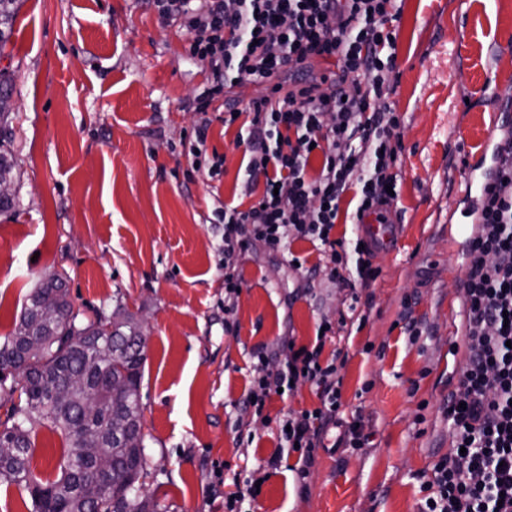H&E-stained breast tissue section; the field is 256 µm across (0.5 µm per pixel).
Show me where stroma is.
Instances as JSON below:
<instances>
[{"label":"stroma","instance_id":"stroma-1","mask_svg":"<svg viewBox=\"0 0 512 512\" xmlns=\"http://www.w3.org/2000/svg\"><path fill=\"white\" fill-rule=\"evenodd\" d=\"M396 27L390 101L403 152L391 220L400 237L372 259L378 274L357 306L366 321L338 327L349 291L328 281L312 244L295 240L298 268L258 245L242 255L228 334L214 210L252 200L240 195L235 130L216 119L208 133L224 156L221 179L194 171L182 152L206 83L188 35L148 0H22L0 58L20 174L17 213L0 215V337L54 271L83 315L120 306L141 324L142 492L160 512H224L215 486L274 451L281 413L319 407L304 383L267 402V424L239 426L254 351L278 364L285 339L312 346L325 321L336 330L321 359L346 354L342 416L369 443L316 449L301 480L289 468L271 474L254 512H419L421 477L450 449L443 405L464 366L448 347L465 319L467 249L448 237L449 225L467 221L455 147L487 144V71L512 90V55L495 54L512 42V0H404ZM413 318L426 326L414 344L404 332ZM35 443L34 475L56 480L61 435L42 427Z\"/></svg>","mask_w":512,"mask_h":512}]
</instances>
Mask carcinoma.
<instances>
[{
  "label": "carcinoma",
  "mask_w": 512,
  "mask_h": 512,
  "mask_svg": "<svg viewBox=\"0 0 512 512\" xmlns=\"http://www.w3.org/2000/svg\"><path fill=\"white\" fill-rule=\"evenodd\" d=\"M20 0H0V55L8 42L12 22ZM10 112L0 108V180L16 178L14 155L7 148ZM47 301L61 315L53 321L20 318L14 332L0 342V371L13 369L23 384L19 402H14L16 387L6 386L0 375V407L9 405L5 420L0 421V481L17 484L28 491L32 512H88L84 497L87 485L102 477L106 468L112 482L102 483L101 491L110 502L112 512H158V505L145 495H134L135 484L144 473L145 446L142 430V407L138 385L144 361V336L140 327L118 307L112 318L100 315L88 319L73 311L62 278L49 274L34 289L27 305L36 308ZM112 326V341L122 350H112L107 358L92 346L91 338ZM36 333L44 337L41 360L25 363L22 344L25 336ZM66 372L84 373L87 387L65 398L50 402L51 384ZM130 384L121 396L112 395V379ZM127 422L131 439L112 437V419ZM103 433L98 460L80 457L79 432L87 423ZM48 426L63 438L64 455L61 475L53 482L36 480L31 471L35 450V429Z\"/></svg>",
  "instance_id": "carcinoma-1"
}]
</instances>
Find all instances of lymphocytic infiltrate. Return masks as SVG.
I'll use <instances>...</instances> for the list:
<instances>
[{"label": "lymphocytic infiltrate", "mask_w": 512, "mask_h": 512, "mask_svg": "<svg viewBox=\"0 0 512 512\" xmlns=\"http://www.w3.org/2000/svg\"><path fill=\"white\" fill-rule=\"evenodd\" d=\"M158 17L191 36L190 53L207 74L196 98L202 118L183 150L210 179L224 175V157L207 147L211 104L238 83L264 86L245 107L225 102V127L239 126L244 149V193L249 208L224 204V330L234 332L233 300L240 287L239 256L250 243L286 252L294 240L310 242L328 258V276L343 287L368 285L377 274L370 249L344 251L333 237L345 194H352L354 223L392 206L394 167L402 152L401 118L389 98L397 75L393 26L403 0H150ZM335 63L320 79L306 78L311 59ZM466 364L459 388L445 405L454 430L453 449L432 466L420 485L421 512H512V144L498 158L463 280ZM327 336L312 347L286 340L276 367L257 351L259 364L247 406L262 417L273 395L310 383L320 407L284 412L276 451L254 469L235 473L224 512H253L259 490L285 458L297 454L305 475L314 449L339 425L341 367L321 363Z\"/></svg>", "instance_id": "1"}]
</instances>
